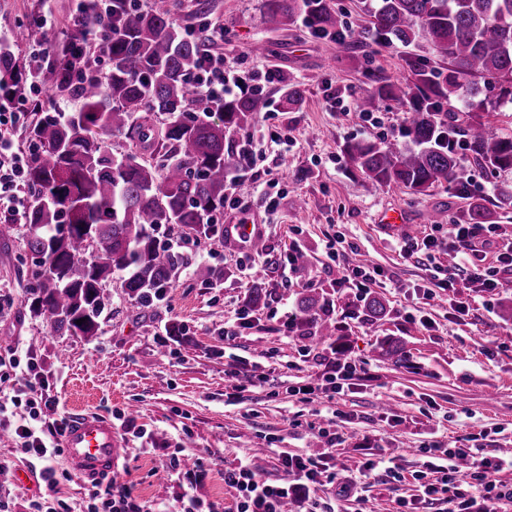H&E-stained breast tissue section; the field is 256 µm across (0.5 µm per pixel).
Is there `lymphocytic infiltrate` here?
Wrapping results in <instances>:
<instances>
[{
	"instance_id": "obj_1",
	"label": "lymphocytic infiltrate",
	"mask_w": 512,
	"mask_h": 512,
	"mask_svg": "<svg viewBox=\"0 0 512 512\" xmlns=\"http://www.w3.org/2000/svg\"><path fill=\"white\" fill-rule=\"evenodd\" d=\"M193 85L199 94L222 103L224 98L243 89V82L224 68V58L205 53L202 66ZM29 112L24 92L12 93L0 100V218L8 224H20L30 206L28 196L21 194L20 181L25 161L14 151L10 139L12 130L25 126ZM450 246L459 262L440 284L423 283L419 292L423 299H431L435 287H456L459 279H467L476 287L492 291L501 285V275L512 268V239L502 238L494 224L452 225ZM496 251L497 263L485 265L487 251ZM25 404L27 422L18 424L16 432L22 440L25 454L42 462L41 478L47 490H55L58 481L53 463L62 453L58 446L64 421H48L47 412L54 401L45 397L37 374L18 379L13 393L0 390V415H5L9 405ZM443 463H428L420 476L419 493L428 497L438 488L448 490L446 512H512V487L500 484V471L512 468V459L491 460L480 453L459 448L442 449ZM239 493L236 512H283L282 507L291 487L288 483L272 484L249 465L243 464L227 477ZM468 482L471 494L460 491L461 482Z\"/></svg>"
}]
</instances>
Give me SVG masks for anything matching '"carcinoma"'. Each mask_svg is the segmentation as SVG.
Instances as JSON below:
<instances>
[{
  "label": "carcinoma",
  "mask_w": 512,
  "mask_h": 512,
  "mask_svg": "<svg viewBox=\"0 0 512 512\" xmlns=\"http://www.w3.org/2000/svg\"><path fill=\"white\" fill-rule=\"evenodd\" d=\"M359 4L368 21L355 33L327 0H264L271 20L290 23L302 14L315 33L353 49L396 42L413 49L401 81L380 67L365 68L368 87L360 99L365 112L380 100L408 103V142H348L345 158L372 184L415 194L445 183L456 195H471L463 172L467 151L479 166L511 172L512 136L490 133L481 112L492 94L512 104V0ZM174 8L175 0H153L147 9L138 0H112L105 13L99 0H85L83 22L53 48L52 79L80 107L64 119L35 110L26 245L37 259L29 309L55 332L98 335L107 308L102 282L115 272L125 273L124 288L139 306L164 298L182 258L160 245L161 226L176 224L200 238L224 240V225L214 218L224 210L232 162L224 150L226 135L246 129L266 102L258 87L226 98L220 107L196 93L201 46L212 41L213 32L205 23L198 38L187 37ZM95 33L109 60L107 79L77 81L80 49ZM427 48L448 59L447 71L430 65L423 55ZM1 77L22 84L7 43L0 46ZM272 79L282 83L288 108L302 103L300 83L281 72ZM142 112L163 117L161 152L149 160L111 153L105 135L135 133L144 144L153 140L152 127L137 123ZM495 218L479 200L468 215L471 224H493ZM81 318L85 322L76 324ZM295 328L322 340L337 336L320 295L301 299ZM379 349L396 363L405 359L404 349L389 340Z\"/></svg>",
  "instance_id": "carcinoma-1"
}]
</instances>
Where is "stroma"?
I'll return each instance as SVG.
<instances>
[{
  "instance_id": "35a3bbf8",
  "label": "stroma",
  "mask_w": 512,
  "mask_h": 512,
  "mask_svg": "<svg viewBox=\"0 0 512 512\" xmlns=\"http://www.w3.org/2000/svg\"><path fill=\"white\" fill-rule=\"evenodd\" d=\"M81 0H0V32L15 34V55L28 56L44 41L62 38ZM208 21L224 29L210 49L225 66L250 76L287 73L302 84L300 107L284 109L278 84L265 87L266 108L227 146L234 161L220 221L240 212L259 220L266 250L221 245L180 230L161 228L159 239L179 241L186 259L167 297L137 307L123 274L103 282L108 309L98 336L53 332L27 305L33 259L27 228L0 223V346L32 359L55 417L96 413L112 419L123 456L113 476L151 512H176L182 497L196 496L235 512L238 493L226 477L249 464L269 482L283 478L282 456L325 460L335 481H320L292 496V512H401L415 501L414 477L427 448H482L512 457V274L502 288L437 290L422 302L416 287L434 271L455 263L450 249L405 258L395 238L382 234L378 215L401 210L409 236L430 232L447 239L468 201L447 185L422 194L396 186H372L342 153L351 140H401L407 106L382 100L373 113L359 109L366 88L361 68L344 45L317 37L303 20L283 26L265 13L263 0H209ZM266 43L257 57L249 47ZM346 107L333 108L328 93ZM258 150L255 163L238 159L245 140ZM339 243L328 255L329 240ZM301 249L304 266H289ZM212 268L211 282L196 280L197 265ZM380 267L373 294L387 313L368 321L364 295L337 287L344 266ZM263 288L261 307L248 308L253 287ZM306 294L323 295L339 326L346 356L357 371L341 393L320 391L310 402L291 388L320 386L336 353L317 337L293 327ZM469 305L457 316L456 302ZM180 323L182 338L166 328ZM403 343L404 363L383 359L378 343ZM132 413V425L116 420ZM336 433L328 446L322 430ZM392 460L397 479L373 472L368 460ZM186 461L180 476L171 462ZM24 481L0 478V512H26L44 495L41 463L24 454L12 429L0 428V464ZM57 496L70 512H87L93 483L74 474L64 457L54 462ZM416 503V512H445L444 501Z\"/></svg>"
}]
</instances>
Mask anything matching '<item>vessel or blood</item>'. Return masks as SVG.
<instances>
[{"label": "vessel or blood", "mask_w": 512, "mask_h": 512, "mask_svg": "<svg viewBox=\"0 0 512 512\" xmlns=\"http://www.w3.org/2000/svg\"><path fill=\"white\" fill-rule=\"evenodd\" d=\"M261 236V225L245 213L224 226L225 240L237 247H250ZM60 445L72 471L87 479L111 474L122 456L111 421L94 415L78 414L69 419Z\"/></svg>", "instance_id": "obj_1"}]
</instances>
